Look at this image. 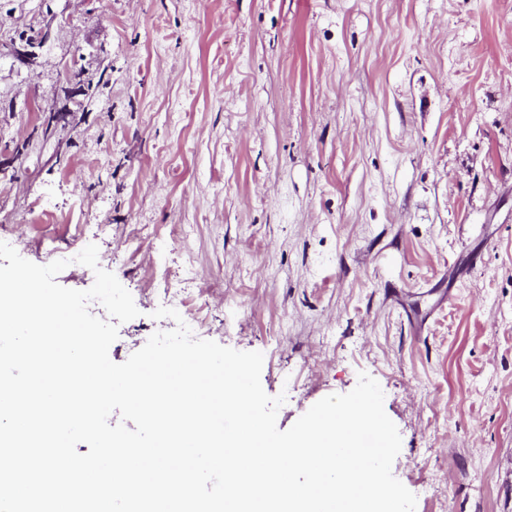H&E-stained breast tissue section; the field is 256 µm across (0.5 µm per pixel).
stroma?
Returning <instances> with one entry per match:
<instances>
[{"instance_id": "35a3bbf8", "label": "stroma", "mask_w": 512, "mask_h": 512, "mask_svg": "<svg viewBox=\"0 0 512 512\" xmlns=\"http://www.w3.org/2000/svg\"><path fill=\"white\" fill-rule=\"evenodd\" d=\"M264 356L279 430L378 381L416 512H512V0H0V242Z\"/></svg>"}]
</instances>
